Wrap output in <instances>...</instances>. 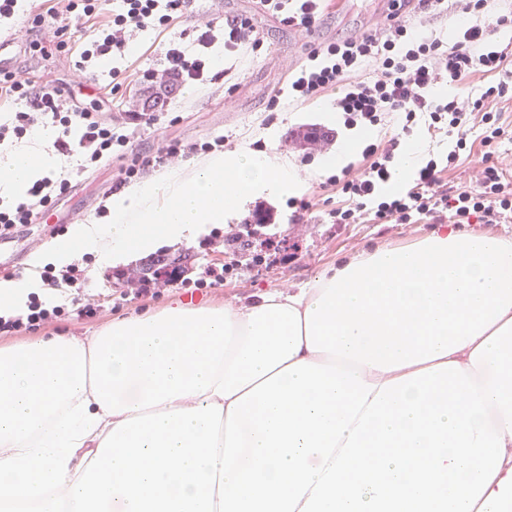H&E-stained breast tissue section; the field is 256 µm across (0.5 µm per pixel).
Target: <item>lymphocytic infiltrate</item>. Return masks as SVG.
<instances>
[{
    "label": "lymphocytic infiltrate",
    "mask_w": 512,
    "mask_h": 512,
    "mask_svg": "<svg viewBox=\"0 0 512 512\" xmlns=\"http://www.w3.org/2000/svg\"><path fill=\"white\" fill-rule=\"evenodd\" d=\"M410 0H388L383 23L361 34L319 45L312 49L305 63L288 85L293 101L305 103L326 90L336 92V110L345 125L376 127L386 115L402 116L399 134L383 143L373 142L362 151L367 162L360 173L343 168L331 182L346 199V206L329 213L334 224H357L365 214H372L377 224H414L424 218H450L452 223L467 224L479 219L497 224L512 215V179L506 178L501 162L495 157L497 144L511 131L500 121V103L512 100V44L497 46L493 37L498 30L512 29V11L494 8L491 0H456L463 22L454 43L438 38H421L410 22ZM46 9L36 14L34 26H49L53 36L33 42V50L49 56L60 51L78 30H85L79 59L81 64L124 55L135 31L151 28L165 30L177 19L183 0H121L118 10L107 11L105 0H44ZM326 0H260L265 10L279 16L282 23L308 32L324 14ZM234 50L242 46L260 51L264 41L249 17L236 16L221 22L198 26L196 42L199 54H192L182 43H169L164 72L169 80L189 85L206 80L207 63L202 54L216 39ZM373 64L374 73L359 78L364 64ZM500 73V80L487 86L476 97L434 96L435 86L460 84L475 73ZM15 106L10 125L0 126V139H17L50 126L57 130V151L81 158L82 168H89L103 157L121 151L126 135L102 124L95 112L69 105L60 90L50 83H36L34 78H16L10 71H0V99ZM480 121L481 144L485 151L472 186L450 192L442 184V175L454 166L467 148L472 121ZM425 125L456 142L445 159L423 161L411 184L404 190L381 195L380 190L393 177V162L404 140L418 125ZM64 183L46 178L35 183L27 198L0 206V231L31 223L53 202ZM96 308L86 302L79 306L47 305L32 298L25 313L0 317V333L34 328L64 316L93 317Z\"/></svg>",
    "instance_id": "lymphocytic-infiltrate-1"
}]
</instances>
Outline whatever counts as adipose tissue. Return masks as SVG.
<instances>
[{
    "instance_id": "adipose-tissue-1",
    "label": "adipose tissue",
    "mask_w": 512,
    "mask_h": 512,
    "mask_svg": "<svg viewBox=\"0 0 512 512\" xmlns=\"http://www.w3.org/2000/svg\"><path fill=\"white\" fill-rule=\"evenodd\" d=\"M0 149V199L57 171ZM512 512V239L0 348V512Z\"/></svg>"
}]
</instances>
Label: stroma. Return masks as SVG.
I'll list each match as a JSON object with an SVG mask.
<instances>
[{
	"mask_svg": "<svg viewBox=\"0 0 512 512\" xmlns=\"http://www.w3.org/2000/svg\"><path fill=\"white\" fill-rule=\"evenodd\" d=\"M42 8L41 0H19L14 18L0 21V38L10 43L12 69L20 75L33 74L51 81L64 99L96 108L106 124L128 136L127 152L140 156L153 155L163 145L178 143L212 144L214 152L247 150L275 156L291 165L310 185L304 198L309 209L289 205L287 199L257 197L238 213L240 224L252 222L258 208L274 213V230L278 249L287 253L288 262L274 258L258 265L247 258L233 255L224 246L228 229L216 226L209 235L186 245L191 259L188 270L156 296L137 297L118 277L117 268L100 267L94 257L79 259L82 286L78 295L94 303L97 314L92 318L68 317L10 335H0V346L13 345L40 336H87L114 320L147 309H160L179 300L193 303L236 304L272 288H295L343 256L389 243H406L429 233L431 220L416 224H332L328 212L342 204L335 187L329 186V171L320 169V161L337 152L350 136L338 112L332 106L335 91H327L307 103L286 100L289 74L319 44L346 37L383 19L386 9L382 0H331L320 24L305 32L280 23L276 16L264 12L256 0H185L181 16L170 28L136 31L123 58H104L87 69H77L74 52L61 51L44 57L27 50L32 39L51 38L53 31L45 27L33 30L31 21ZM245 15L251 18L263 37L265 48L253 55L250 48L236 54L224 53L223 41L207 50L210 60H222L228 70L219 78L195 86L175 88L167 92L140 84L137 71L142 66L162 70L169 41L189 43L196 26L218 16ZM125 71L127 82L115 94H106L113 69ZM279 99L276 111H268L272 99ZM151 112L153 124L135 126L132 114ZM317 125L331 134L328 144L306 151L292 136L305 125ZM124 159L106 157L86 170H79L76 159L62 160L58 179L68 182L49 211L50 221L33 219L32 223L15 226L10 233L8 257L15 277L26 274L33 252L55 241L53 226H71L78 221H94L106 213V203L114 195L122 176ZM214 263L229 265L224 282L215 286L196 287L204 269Z\"/></svg>",
	"mask_w": 512,
	"mask_h": 512,
	"instance_id": "35a3bbf8",
	"label": "stroma"
}]
</instances>
